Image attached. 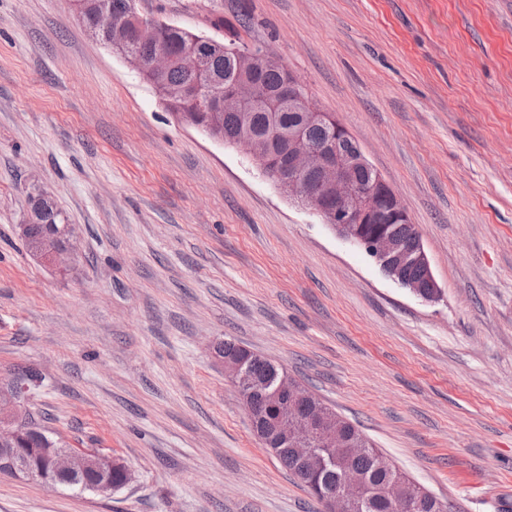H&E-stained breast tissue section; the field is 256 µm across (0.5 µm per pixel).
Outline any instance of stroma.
<instances>
[{"label": "stroma", "instance_id": "1", "mask_svg": "<svg viewBox=\"0 0 512 512\" xmlns=\"http://www.w3.org/2000/svg\"><path fill=\"white\" fill-rule=\"evenodd\" d=\"M248 6L418 225L428 302L169 112L70 0H0V381L131 483L0 476V512H322L262 447L213 349L287 367L458 512L512 483V0H138L206 33ZM38 184L75 229L58 271L18 237ZM100 480V472L94 467H89L82 473L61 478L60 484L81 492H95L94 488L100 483Z\"/></svg>", "mask_w": 512, "mask_h": 512}]
</instances>
